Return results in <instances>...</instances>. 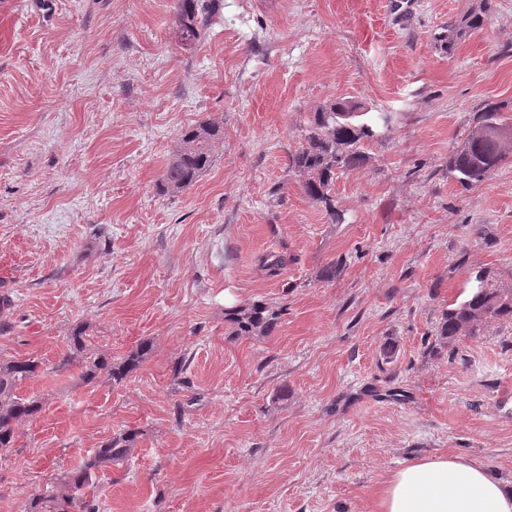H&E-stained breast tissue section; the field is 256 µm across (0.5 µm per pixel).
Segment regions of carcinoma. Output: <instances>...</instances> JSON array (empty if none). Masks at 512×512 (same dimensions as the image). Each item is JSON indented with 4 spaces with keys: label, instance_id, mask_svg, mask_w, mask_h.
I'll list each match as a JSON object with an SVG mask.
<instances>
[{
    "label": "carcinoma",
    "instance_id": "1",
    "mask_svg": "<svg viewBox=\"0 0 512 512\" xmlns=\"http://www.w3.org/2000/svg\"><path fill=\"white\" fill-rule=\"evenodd\" d=\"M491 0H481L478 8L444 27L439 41L444 50L453 52L463 38L482 30L489 16ZM212 0H178L176 7L179 42L191 46L198 42L211 25ZM504 105L486 104L480 119L470 132L459 140L448 153V175L462 189L482 183L512 156V125L501 118ZM359 104L334 101L317 109L309 116L301 146L288 155V168L305 177L304 194L325 206L333 223L342 217L331 198L336 175L350 171L367 160L365 147L377 138L374 125L360 119ZM224 137L223 126L205 120L181 131L177 144L158 179L163 193H181L198 181L214 163L216 147ZM343 260H332L318 272L325 282L336 280ZM512 320V288L496 285L478 272L471 280L469 291L461 300L448 305L437 327L435 344L431 351H448L453 355L465 339L481 335L491 320ZM231 337L269 336L277 327L278 310L262 301L235 307L225 313ZM69 346L83 354L84 365L80 379L87 385L105 378L121 384L139 370L153 352L151 340L144 339L121 358L98 353L88 348L80 330L69 337ZM43 361L35 358L0 360V450L13 447L15 426L36 417L42 411L39 400L18 394L22 382L44 373ZM142 432L126 428L102 442L81 465L57 479L54 489L41 494L31 502L29 512H99L95 500L88 495L99 471L125 460L133 454Z\"/></svg>",
    "mask_w": 512,
    "mask_h": 512
}]
</instances>
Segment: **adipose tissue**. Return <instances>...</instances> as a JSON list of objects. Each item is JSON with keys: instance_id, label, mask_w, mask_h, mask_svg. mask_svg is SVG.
Wrapping results in <instances>:
<instances>
[{"instance_id": "adipose-tissue-1", "label": "adipose tissue", "mask_w": 512, "mask_h": 512, "mask_svg": "<svg viewBox=\"0 0 512 512\" xmlns=\"http://www.w3.org/2000/svg\"><path fill=\"white\" fill-rule=\"evenodd\" d=\"M377 512H512V489L454 456L406 464L385 483Z\"/></svg>"}]
</instances>
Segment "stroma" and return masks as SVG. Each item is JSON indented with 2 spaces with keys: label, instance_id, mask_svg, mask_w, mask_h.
Listing matches in <instances>:
<instances>
[{
  "label": "stroma",
  "instance_id": "1",
  "mask_svg": "<svg viewBox=\"0 0 512 512\" xmlns=\"http://www.w3.org/2000/svg\"><path fill=\"white\" fill-rule=\"evenodd\" d=\"M475 2L216 0L186 49L176 0H0V357L54 365L77 330L115 358L154 344L119 385L76 366L22 383L43 410L0 450V512L128 426L99 512H374L438 454L512 486V321L427 349L476 271L512 285V163L470 190L448 175L486 103L512 123V0L453 55L436 44ZM342 98L389 124L338 175L334 224L288 155ZM203 119L224 126L213 167L160 192ZM228 292L279 309L274 333L230 338Z\"/></svg>",
  "mask_w": 512,
  "mask_h": 512
}]
</instances>
